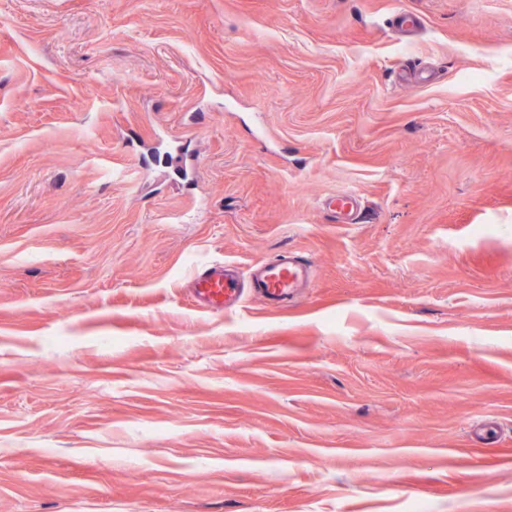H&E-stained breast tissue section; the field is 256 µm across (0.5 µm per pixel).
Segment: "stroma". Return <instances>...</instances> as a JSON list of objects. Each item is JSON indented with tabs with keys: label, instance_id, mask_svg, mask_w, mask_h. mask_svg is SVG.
Listing matches in <instances>:
<instances>
[{
	"label": "stroma",
	"instance_id": "obj_1",
	"mask_svg": "<svg viewBox=\"0 0 512 512\" xmlns=\"http://www.w3.org/2000/svg\"><path fill=\"white\" fill-rule=\"evenodd\" d=\"M0 512H512V0H0ZM251 288L266 301L283 306L288 303L312 277V264L304 256L292 251L278 254L264 262ZM244 282L220 264L204 266L197 270L192 280L197 302L208 311L220 312L243 295Z\"/></svg>",
	"mask_w": 512,
	"mask_h": 512
}]
</instances>
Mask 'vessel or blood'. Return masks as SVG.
I'll list each match as a JSON object with an SVG mask.
<instances>
[{"instance_id": "b4317fda", "label": "vessel or blood", "mask_w": 512, "mask_h": 512, "mask_svg": "<svg viewBox=\"0 0 512 512\" xmlns=\"http://www.w3.org/2000/svg\"><path fill=\"white\" fill-rule=\"evenodd\" d=\"M312 272V265L304 256L284 252L264 263L252 288L266 301L283 305L293 298L298 288L310 281ZM192 285L197 302L212 312L222 311L243 294L240 278L229 274L225 266L220 264L196 271Z\"/></svg>"}]
</instances>
